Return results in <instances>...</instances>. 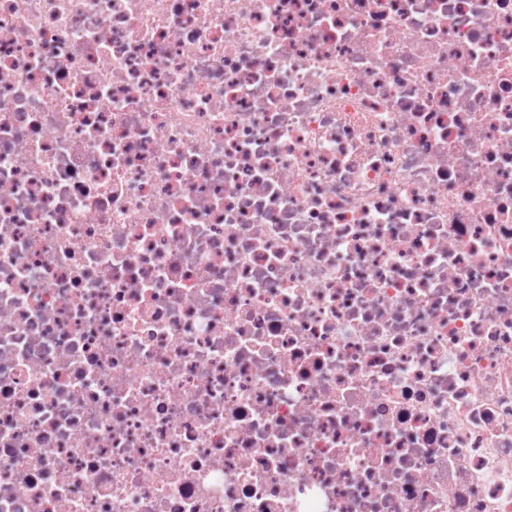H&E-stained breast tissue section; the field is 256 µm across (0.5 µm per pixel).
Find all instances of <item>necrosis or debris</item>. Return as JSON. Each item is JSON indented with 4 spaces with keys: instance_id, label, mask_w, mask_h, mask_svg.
Segmentation results:
<instances>
[{
    "instance_id": "1",
    "label": "necrosis or debris",
    "mask_w": 512,
    "mask_h": 512,
    "mask_svg": "<svg viewBox=\"0 0 512 512\" xmlns=\"http://www.w3.org/2000/svg\"><path fill=\"white\" fill-rule=\"evenodd\" d=\"M0 512H512V0H0Z\"/></svg>"
}]
</instances>
